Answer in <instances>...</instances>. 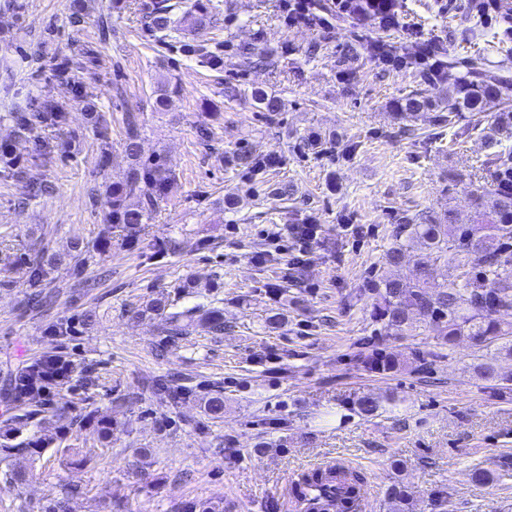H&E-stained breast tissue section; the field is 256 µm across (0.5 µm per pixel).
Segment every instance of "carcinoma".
<instances>
[{"instance_id": "obj_1", "label": "carcinoma", "mask_w": 512, "mask_h": 512, "mask_svg": "<svg viewBox=\"0 0 512 512\" xmlns=\"http://www.w3.org/2000/svg\"><path fill=\"white\" fill-rule=\"evenodd\" d=\"M179 5L171 0H150L146 19L151 28L165 31L171 28L174 11ZM216 4L198 3L195 14L189 18L193 30L199 31L211 22ZM501 77L495 65L483 55L466 61V73L448 84L444 92L429 96L422 90L411 92L395 103L402 118H410L420 111H441L438 122L452 127L463 112H486L500 103ZM253 101L263 112H279L280 98L263 91L252 94ZM19 130V139L41 128H55L66 121V113L56 106L45 112H13ZM508 135L503 117L497 116L484 135L488 163L494 167L489 186L480 185L471 190L475 198L476 218L472 224L456 223L453 211L446 209L435 215H413L404 218L395 242L385 254V264L401 266L416 249L426 252L427 260H414L412 279L381 277L368 282L364 294L372 302V318L382 327L406 335H416L417 329L430 326L436 332L433 355L443 357V350L452 348L463 338L475 348L470 369L478 378L490 383L493 392L512 387V376L499 372L501 357L512 358V323L499 320L498 314L512 311V152L501 148ZM125 151L130 159L127 178L109 187L105 202L104 223L118 224L132 238L148 223L160 202L168 194L174 177L164 158L141 156L140 132L136 120L126 118ZM82 252L79 242L62 253L36 252L17 257L16 264L28 269L32 284L41 283L48 271L71 264ZM437 264L451 265L461 272L463 283L452 282L440 288H430L431 269ZM368 370L391 373L400 366L399 358L381 350H373L364 357ZM26 387L18 392L26 396L30 406L37 405L41 396L38 373L26 369L18 376ZM156 395L169 404L178 403L188 393L183 385L168 380H157L153 385ZM396 405L393 396L384 398L364 395L359 397L353 411L362 417H373ZM54 442V437H43L37 443L18 448L3 444L0 451L6 455L34 457L43 446ZM507 469L476 467L473 481L478 485L492 482ZM365 476L340 465H326L302 473L288 492L292 504H308L305 512H359ZM83 492L79 486H70L60 496L40 506V512H78ZM389 512H414L413 497L400 480L387 489ZM183 512H224V500L209 498L185 505Z\"/></svg>"}]
</instances>
